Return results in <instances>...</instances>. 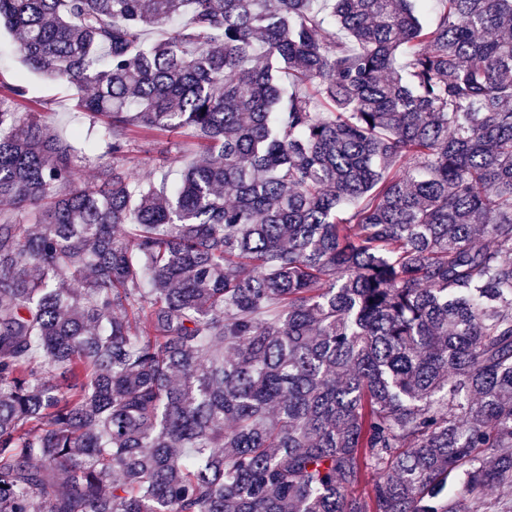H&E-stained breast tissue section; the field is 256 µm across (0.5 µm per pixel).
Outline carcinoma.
Wrapping results in <instances>:
<instances>
[{
  "label": "carcinoma",
  "mask_w": 512,
  "mask_h": 512,
  "mask_svg": "<svg viewBox=\"0 0 512 512\" xmlns=\"http://www.w3.org/2000/svg\"><path fill=\"white\" fill-rule=\"evenodd\" d=\"M429 2L0 0L102 119L0 85V512H512V0ZM166 136L155 131L139 140V147L130 155L128 167L139 177L146 178L152 169V156H155L157 142L165 141Z\"/></svg>",
  "instance_id": "carcinoma-1"
}]
</instances>
